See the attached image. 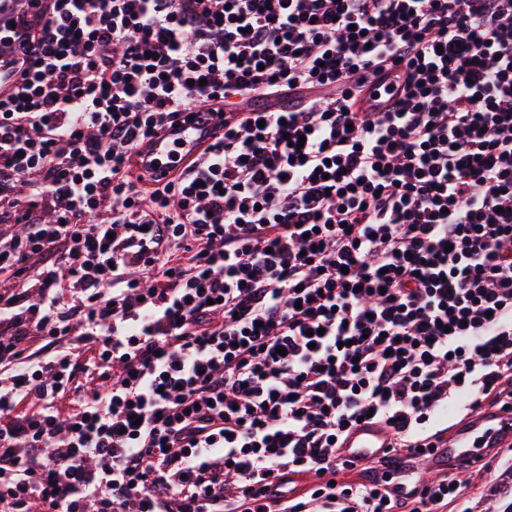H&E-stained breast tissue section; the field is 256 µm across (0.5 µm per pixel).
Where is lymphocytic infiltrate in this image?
I'll use <instances>...</instances> for the list:
<instances>
[{"label":"lymphocytic infiltrate","mask_w":512,"mask_h":512,"mask_svg":"<svg viewBox=\"0 0 512 512\" xmlns=\"http://www.w3.org/2000/svg\"><path fill=\"white\" fill-rule=\"evenodd\" d=\"M4 76L0 512L459 497L391 479L512 406V0H0ZM203 136V131L191 120H185L179 129V142L181 146L173 147L172 144L159 140L153 150L157 155L159 164L164 168L181 169L191 157L188 154ZM389 444V435L378 425L359 426L352 431L348 440L347 448L354 454H365L367 456L378 455L383 448Z\"/></svg>","instance_id":"f902f5d3"}]
</instances>
